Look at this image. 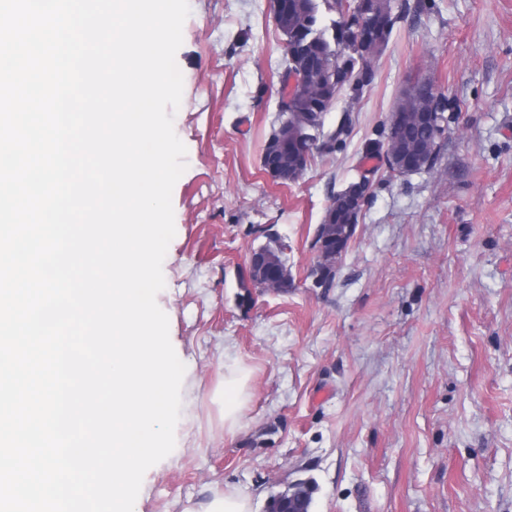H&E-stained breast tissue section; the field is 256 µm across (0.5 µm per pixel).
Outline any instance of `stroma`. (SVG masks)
Instances as JSON below:
<instances>
[{"mask_svg": "<svg viewBox=\"0 0 512 512\" xmlns=\"http://www.w3.org/2000/svg\"><path fill=\"white\" fill-rule=\"evenodd\" d=\"M174 129L187 148L157 303L193 357L177 448L134 512H203L235 492L264 512L312 481L311 512H512V0H395L361 97L295 181L262 166L278 126L285 37L270 0H189ZM431 79L448 129L434 165L398 176L373 143L407 82ZM369 195L329 286L315 236L332 197ZM276 234L288 291L240 286ZM251 370L235 434L213 401L226 364Z\"/></svg>", "mask_w": 512, "mask_h": 512, "instance_id": "35a3bbf8", "label": "stroma"}]
</instances>
